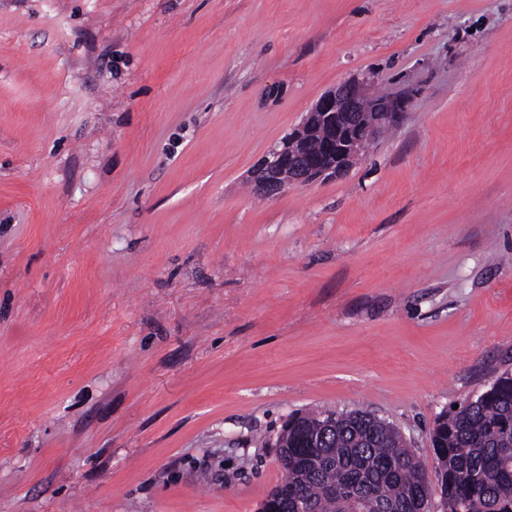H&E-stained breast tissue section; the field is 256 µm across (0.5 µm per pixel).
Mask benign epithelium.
Returning a JSON list of instances; mask_svg holds the SVG:
<instances>
[{
    "mask_svg": "<svg viewBox=\"0 0 512 512\" xmlns=\"http://www.w3.org/2000/svg\"><path fill=\"white\" fill-rule=\"evenodd\" d=\"M403 112L397 98L376 100L367 96L360 82H344L323 94L301 126L273 146L251 174L255 191L276 197L292 187L309 185L347 171L386 124ZM325 129L323 154L311 155L306 145Z\"/></svg>",
    "mask_w": 512,
    "mask_h": 512,
    "instance_id": "7a95c632",
    "label": "benign epithelium"
}]
</instances>
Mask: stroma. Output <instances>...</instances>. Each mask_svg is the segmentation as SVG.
I'll use <instances>...</instances> for the list:
<instances>
[{
  "mask_svg": "<svg viewBox=\"0 0 512 512\" xmlns=\"http://www.w3.org/2000/svg\"><path fill=\"white\" fill-rule=\"evenodd\" d=\"M344 174L253 168L337 84ZM512 372V0H0V512H258L289 414L434 472ZM367 96L360 82H344L323 94L307 113L301 126L273 146L251 174L255 191L280 196L292 187L309 185L347 171L363 154L387 123L403 112L397 98ZM325 129L322 155H311L306 145Z\"/></svg>",
  "mask_w": 512,
  "mask_h": 512,
  "instance_id": "stroma-1",
  "label": "stroma"
}]
</instances>
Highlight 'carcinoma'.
I'll list each match as a JSON object with an SVG mask.
<instances>
[{"label":"carcinoma","instance_id":"obj_1","mask_svg":"<svg viewBox=\"0 0 512 512\" xmlns=\"http://www.w3.org/2000/svg\"><path fill=\"white\" fill-rule=\"evenodd\" d=\"M325 412L288 418L287 447L279 449L284 479L259 512H293L303 500L311 512H421L427 470L375 416L336 413L325 431ZM444 512H512V373H504L481 399L439 417L432 431Z\"/></svg>","mask_w":512,"mask_h":512}]
</instances>
